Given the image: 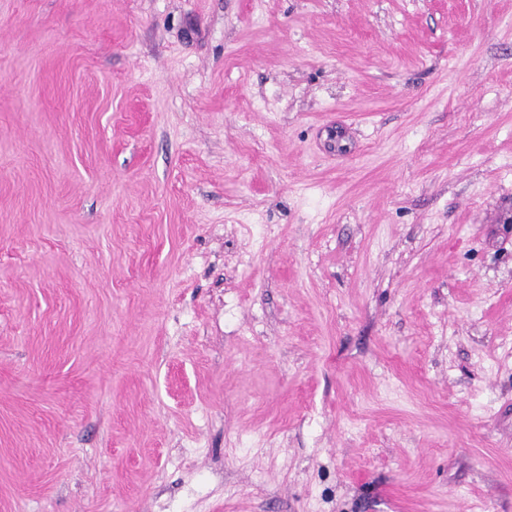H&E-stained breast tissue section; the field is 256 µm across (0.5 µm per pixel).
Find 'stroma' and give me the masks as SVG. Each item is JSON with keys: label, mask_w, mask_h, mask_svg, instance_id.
I'll use <instances>...</instances> for the list:
<instances>
[{"label": "stroma", "mask_w": 512, "mask_h": 512, "mask_svg": "<svg viewBox=\"0 0 512 512\" xmlns=\"http://www.w3.org/2000/svg\"><path fill=\"white\" fill-rule=\"evenodd\" d=\"M0 512H512V0H0Z\"/></svg>", "instance_id": "obj_1"}]
</instances>
